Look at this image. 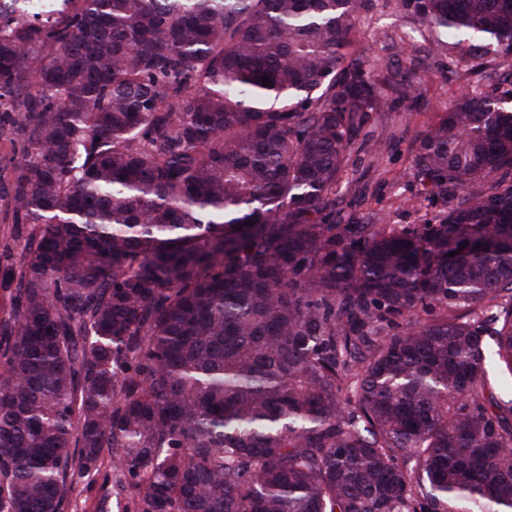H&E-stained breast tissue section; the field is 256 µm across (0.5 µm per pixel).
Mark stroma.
Masks as SVG:
<instances>
[{"label":"stroma","instance_id":"35a3bbf8","mask_svg":"<svg viewBox=\"0 0 512 512\" xmlns=\"http://www.w3.org/2000/svg\"><path fill=\"white\" fill-rule=\"evenodd\" d=\"M433 35L416 28L399 0H374L356 21L350 51L376 63L379 71L415 68L426 71L415 102H393L372 113L359 137L376 143V154L354 153L341 182L345 202L361 213L373 212L381 224L400 228L433 218L438 205L429 203L413 174L412 140L432 123L449 99L470 78L459 49L435 56L427 51ZM63 512H136L130 492H116L112 479V454L104 452L98 474L74 475Z\"/></svg>","mask_w":512,"mask_h":512}]
</instances>
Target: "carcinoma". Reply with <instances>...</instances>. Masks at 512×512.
I'll use <instances>...</instances> for the list:
<instances>
[{
    "mask_svg": "<svg viewBox=\"0 0 512 512\" xmlns=\"http://www.w3.org/2000/svg\"><path fill=\"white\" fill-rule=\"evenodd\" d=\"M70 3L0 7V512L106 448L137 512H512V108L420 133L435 223L338 218L423 80L345 53L371 0ZM401 3L512 82V0Z\"/></svg>",
    "mask_w": 512,
    "mask_h": 512,
    "instance_id": "carcinoma-1",
    "label": "carcinoma"
}]
</instances>
